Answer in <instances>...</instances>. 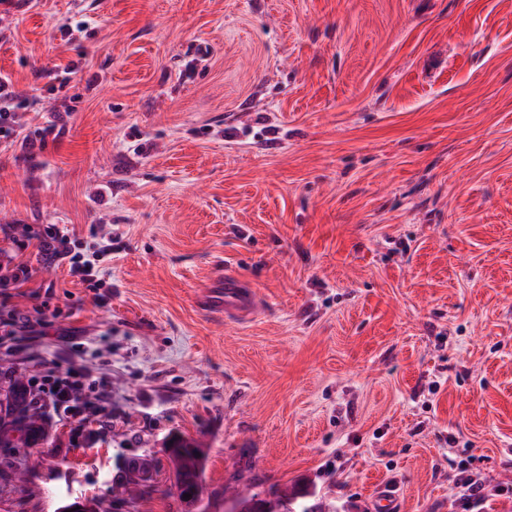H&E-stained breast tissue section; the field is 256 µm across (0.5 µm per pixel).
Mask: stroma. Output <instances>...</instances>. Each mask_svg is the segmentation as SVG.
Listing matches in <instances>:
<instances>
[{
  "label": "stroma",
  "instance_id": "obj_1",
  "mask_svg": "<svg viewBox=\"0 0 512 512\" xmlns=\"http://www.w3.org/2000/svg\"><path fill=\"white\" fill-rule=\"evenodd\" d=\"M0 73L74 108L0 152V225L112 239L101 304L23 255L11 307L62 316L0 361V512H185L174 433L207 450L200 512L298 481L512 512V0H0ZM228 274L253 319L205 306ZM44 360L111 378L106 438L20 399Z\"/></svg>",
  "mask_w": 512,
  "mask_h": 512
}]
</instances>
